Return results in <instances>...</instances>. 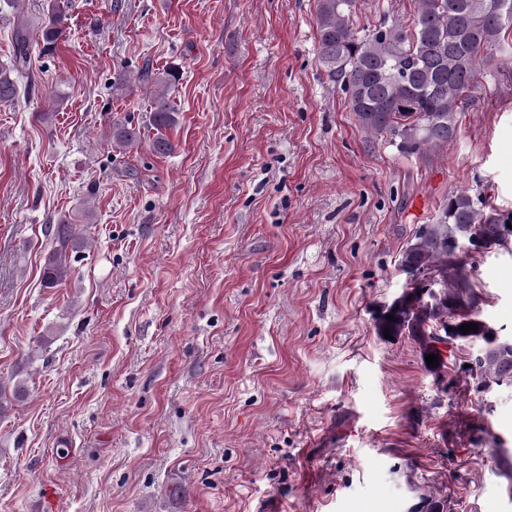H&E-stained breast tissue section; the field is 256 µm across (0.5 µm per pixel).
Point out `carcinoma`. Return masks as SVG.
<instances>
[{"label": "carcinoma", "instance_id": "obj_1", "mask_svg": "<svg viewBox=\"0 0 512 512\" xmlns=\"http://www.w3.org/2000/svg\"><path fill=\"white\" fill-rule=\"evenodd\" d=\"M357 0H317L319 62L328 81L346 95L351 112L366 130L384 134L407 156L423 155L432 148L456 142L457 114L471 92L484 51L496 50L500 66L512 67V45L499 42L512 25V0H413L410 13L386 15L374 26L356 24ZM66 15L58 2L47 10L39 28L43 45L57 42L65 33ZM20 23L15 33L16 56L12 66L0 68V104L20 95L19 83L29 75V28ZM147 80L156 86L151 98V122L157 135L152 149L173 151L163 131L176 122V109L168 93L178 80L174 69L152 72ZM138 142L135 129L112 127V145L126 150ZM480 196L455 193L441 204L429 224H421L401 253L403 271L445 279L438 295L420 299L419 285L402 290V300L390 310L394 320L375 321L377 335L415 339L421 355L440 341V328L453 320L456 339L463 345L482 343L475 357L480 385L486 389L512 384V341L495 346L488 323L474 311L477 295L470 281L467 260L450 248L465 235L485 236L490 245L501 244L512 228L483 213ZM75 225L60 220L54 229V246L44 267V286L52 288L70 273V259L78 244ZM475 322L478 330L464 334L460 326ZM415 512H448L447 500L434 494L421 497Z\"/></svg>", "mask_w": 512, "mask_h": 512}]
</instances>
